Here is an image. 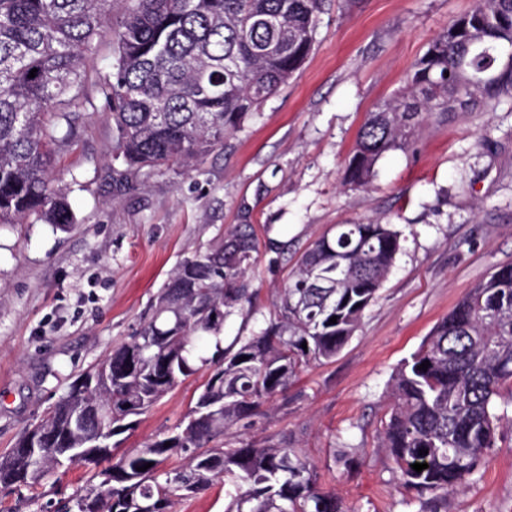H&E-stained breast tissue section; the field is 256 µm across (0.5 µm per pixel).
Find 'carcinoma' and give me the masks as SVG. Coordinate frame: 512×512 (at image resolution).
I'll return each instance as SVG.
<instances>
[{"mask_svg": "<svg viewBox=\"0 0 512 512\" xmlns=\"http://www.w3.org/2000/svg\"><path fill=\"white\" fill-rule=\"evenodd\" d=\"M325 7L326 0H0V224L76 223L51 168L89 110L112 120L115 185L192 167L303 67ZM107 34L112 68L92 79L87 62ZM511 94L512 0H474L429 42L405 90L369 114L349 158L350 184L367 187L378 160L408 146L429 113L474 112ZM401 249L393 224L337 225L301 253L265 327L227 344L224 321L253 312L258 296L243 280L258 254L253 226L240 224L184 259L150 320L105 361L109 381L85 387L80 401L112 410L105 427L116 437L198 365L211 366L209 378L184 420L112 459V486L99 479L73 499L75 512L89 501L96 512H171L175 500L216 483L229 498L225 512H348L320 487L304 453L284 440L257 444L227 431L285 393L310 363L342 351ZM200 343L214 345L211 357L195 355ZM506 385L512 263L472 288L393 378L381 448L404 488L431 495V512L497 447L503 416L495 404ZM74 391L72 384L41 425L65 435L57 448L94 451L103 444L96 424L70 428ZM175 437L179 444L165 446ZM174 453L187 464L168 470ZM415 462L428 468L418 473ZM27 466L17 450L0 457V486L22 474L30 486L40 483L54 458Z\"/></svg>", "mask_w": 512, "mask_h": 512, "instance_id": "obj_1", "label": "carcinoma"}]
</instances>
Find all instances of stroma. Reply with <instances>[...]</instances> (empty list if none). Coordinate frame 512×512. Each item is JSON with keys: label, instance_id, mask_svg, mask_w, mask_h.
<instances>
[{"label": "stroma", "instance_id": "35a3bbf8", "mask_svg": "<svg viewBox=\"0 0 512 512\" xmlns=\"http://www.w3.org/2000/svg\"><path fill=\"white\" fill-rule=\"evenodd\" d=\"M472 5L328 0L302 69L239 131L191 169L170 166L120 196L112 121L103 111L80 116L53 168L76 224H0V454L150 317L185 258L235 225L256 230L247 278L258 303L225 322L228 339L264 327L290 267L331 226L378 221L405 241L358 331L335 359L300 372L287 399L233 432L287 438L352 512H421L422 497L402 488L379 447L391 379L471 288L512 262V96L493 109L429 115L406 149L381 157L368 189L347 183V163L368 113ZM208 377L199 370L138 416L118 452L172 429ZM499 405L509 420L493 454L440 512H512V387ZM344 449L347 467L336 461ZM94 473L67 464L36 486L0 487V512H67Z\"/></svg>", "mask_w": 512, "mask_h": 512}]
</instances>
